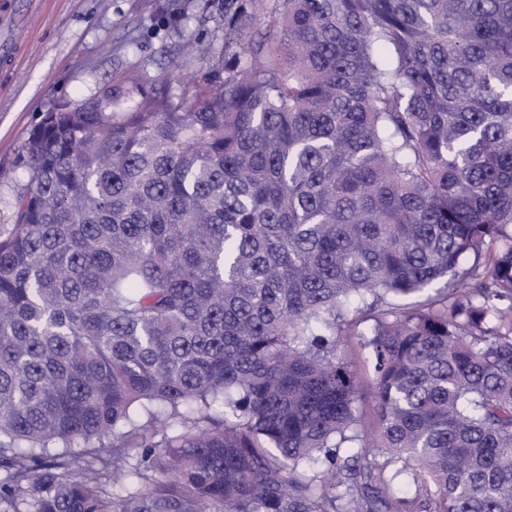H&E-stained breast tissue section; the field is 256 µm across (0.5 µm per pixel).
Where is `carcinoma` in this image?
I'll use <instances>...</instances> for the list:
<instances>
[{
  "label": "carcinoma",
  "instance_id": "1",
  "mask_svg": "<svg viewBox=\"0 0 512 512\" xmlns=\"http://www.w3.org/2000/svg\"><path fill=\"white\" fill-rule=\"evenodd\" d=\"M222 70L30 132L0 512H512V0H224ZM336 353L365 386L364 394L359 402V415H363L364 421L369 423L374 405L373 398L366 389L367 382L372 377L373 371L369 352L362 346L360 336H352L344 338L338 344Z\"/></svg>",
  "mask_w": 512,
  "mask_h": 512
}]
</instances>
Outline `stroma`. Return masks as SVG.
I'll return each mask as SVG.
<instances>
[{
  "mask_svg": "<svg viewBox=\"0 0 512 512\" xmlns=\"http://www.w3.org/2000/svg\"><path fill=\"white\" fill-rule=\"evenodd\" d=\"M196 42L221 49L224 0H42L0 59V227L14 221L22 147L45 112L116 86L129 106L145 93L180 96L215 66L191 54Z\"/></svg>",
  "mask_w": 512,
  "mask_h": 512,
  "instance_id": "stroma-1",
  "label": "stroma"
}]
</instances>
